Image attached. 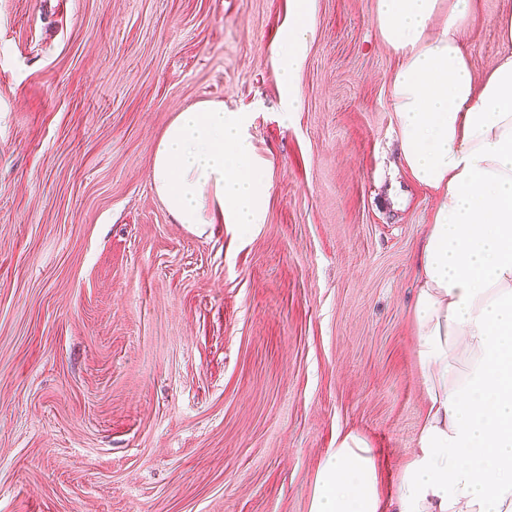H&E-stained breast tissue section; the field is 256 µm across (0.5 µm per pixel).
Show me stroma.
I'll use <instances>...</instances> for the list:
<instances>
[{"instance_id": "35a3bbf8", "label": "stroma", "mask_w": 512, "mask_h": 512, "mask_svg": "<svg viewBox=\"0 0 512 512\" xmlns=\"http://www.w3.org/2000/svg\"><path fill=\"white\" fill-rule=\"evenodd\" d=\"M0 0V512H309L338 431L394 479L425 411L413 306L435 197L397 166L374 0ZM480 0L475 78L503 45ZM252 115L265 224L174 223L153 149ZM291 2V22L282 40L273 50L278 64L281 88L290 111L299 101L296 74L303 61L305 37L316 23L312 0H292Z\"/></svg>"}]
</instances>
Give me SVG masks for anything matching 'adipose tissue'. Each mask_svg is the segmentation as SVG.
Returning <instances> with one entry per match:
<instances>
[{"label": "adipose tissue", "instance_id": "ef3b65f1", "mask_svg": "<svg viewBox=\"0 0 512 512\" xmlns=\"http://www.w3.org/2000/svg\"><path fill=\"white\" fill-rule=\"evenodd\" d=\"M480 0H376L375 27L399 66L391 102L398 160L436 198L417 259L413 307L426 411L417 450L397 475L398 512H512V14L504 51L475 81L461 40ZM312 0H292L273 54L283 94L296 74ZM250 115L203 101L157 143L152 186L175 223H264L266 163ZM371 443L353 430L314 479L310 512H386Z\"/></svg>", "mask_w": 512, "mask_h": 512}]
</instances>
